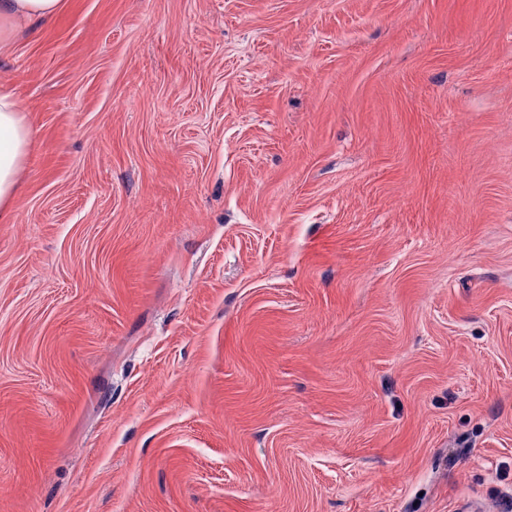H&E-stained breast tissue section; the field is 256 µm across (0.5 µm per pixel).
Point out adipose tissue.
<instances>
[{
	"label": "adipose tissue",
	"instance_id": "ef3b65f1",
	"mask_svg": "<svg viewBox=\"0 0 512 512\" xmlns=\"http://www.w3.org/2000/svg\"><path fill=\"white\" fill-rule=\"evenodd\" d=\"M66 0H0V52L11 45L20 22L60 13ZM32 147V130L19 100L0 89V216L9 215Z\"/></svg>",
	"mask_w": 512,
	"mask_h": 512
}]
</instances>
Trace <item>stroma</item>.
<instances>
[{
    "label": "stroma",
    "mask_w": 512,
    "mask_h": 512,
    "mask_svg": "<svg viewBox=\"0 0 512 512\" xmlns=\"http://www.w3.org/2000/svg\"><path fill=\"white\" fill-rule=\"evenodd\" d=\"M0 86V512H507L512 0H66ZM25 110L7 89H0V219L7 218L32 147Z\"/></svg>",
    "instance_id": "1"
}]
</instances>
